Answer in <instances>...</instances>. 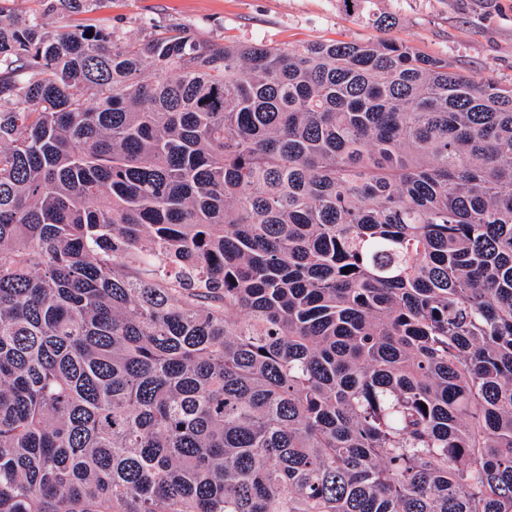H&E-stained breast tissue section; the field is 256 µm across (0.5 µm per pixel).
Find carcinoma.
I'll use <instances>...</instances> for the list:
<instances>
[{
    "mask_svg": "<svg viewBox=\"0 0 512 512\" xmlns=\"http://www.w3.org/2000/svg\"><path fill=\"white\" fill-rule=\"evenodd\" d=\"M41 2L0 7V512H512V84Z\"/></svg>",
    "mask_w": 512,
    "mask_h": 512,
    "instance_id": "1",
    "label": "carcinoma"
}]
</instances>
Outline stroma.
<instances>
[{"label":"stroma","mask_w":512,"mask_h":512,"mask_svg":"<svg viewBox=\"0 0 512 512\" xmlns=\"http://www.w3.org/2000/svg\"><path fill=\"white\" fill-rule=\"evenodd\" d=\"M383 17L389 29L380 28ZM53 22L138 36L164 25L201 40L287 49L386 37L446 56L478 79L512 83V0H361L352 11L344 0H101L94 11L58 14Z\"/></svg>","instance_id":"1"}]
</instances>
